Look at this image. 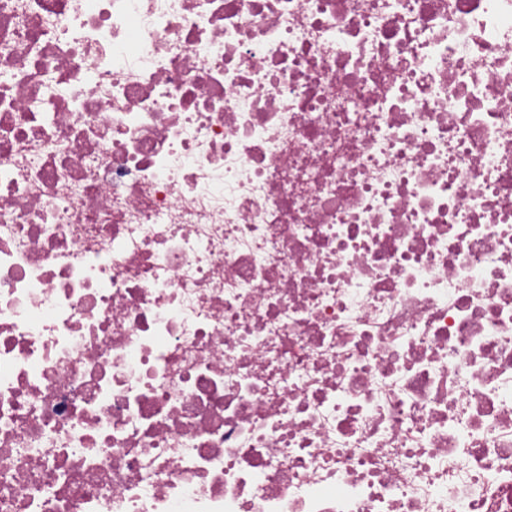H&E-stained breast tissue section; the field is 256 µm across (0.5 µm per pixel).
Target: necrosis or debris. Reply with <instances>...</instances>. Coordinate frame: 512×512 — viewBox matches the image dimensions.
Returning a JSON list of instances; mask_svg holds the SVG:
<instances>
[{
  "mask_svg": "<svg viewBox=\"0 0 512 512\" xmlns=\"http://www.w3.org/2000/svg\"><path fill=\"white\" fill-rule=\"evenodd\" d=\"M0 512H512V0H0Z\"/></svg>",
  "mask_w": 512,
  "mask_h": 512,
  "instance_id": "necrosis-or-debris-1",
  "label": "necrosis or debris"
}]
</instances>
